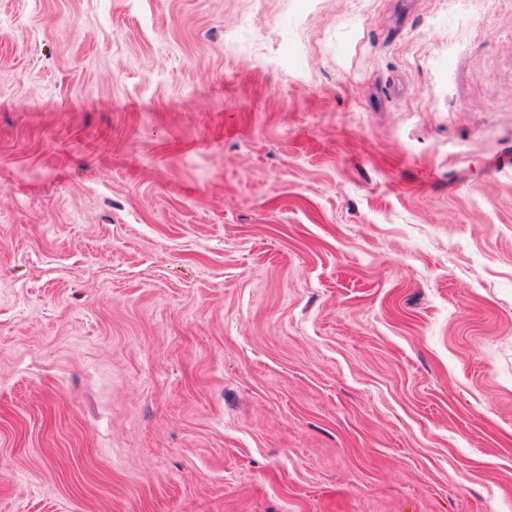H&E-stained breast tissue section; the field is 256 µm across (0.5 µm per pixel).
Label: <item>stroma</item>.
Instances as JSON below:
<instances>
[{"instance_id":"stroma-1","label":"stroma","mask_w":512,"mask_h":512,"mask_svg":"<svg viewBox=\"0 0 512 512\" xmlns=\"http://www.w3.org/2000/svg\"><path fill=\"white\" fill-rule=\"evenodd\" d=\"M249 9L0 0V512H512V0Z\"/></svg>"}]
</instances>
